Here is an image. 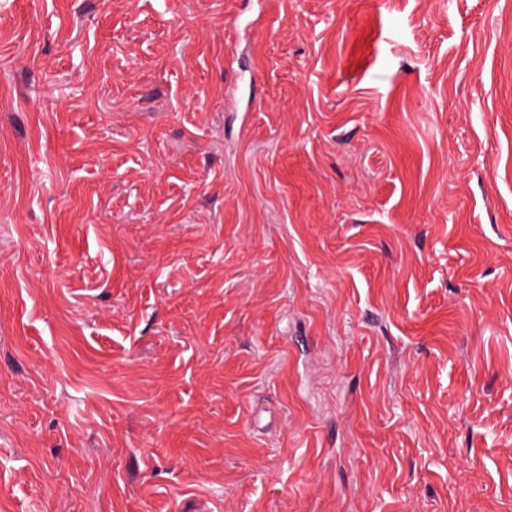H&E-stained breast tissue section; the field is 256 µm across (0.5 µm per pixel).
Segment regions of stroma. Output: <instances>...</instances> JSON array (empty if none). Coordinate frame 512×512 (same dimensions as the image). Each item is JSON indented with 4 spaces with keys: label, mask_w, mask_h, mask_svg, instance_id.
<instances>
[{
    "label": "stroma",
    "mask_w": 512,
    "mask_h": 512,
    "mask_svg": "<svg viewBox=\"0 0 512 512\" xmlns=\"http://www.w3.org/2000/svg\"><path fill=\"white\" fill-rule=\"evenodd\" d=\"M0 512H512V0H0Z\"/></svg>",
    "instance_id": "35a3bbf8"
}]
</instances>
